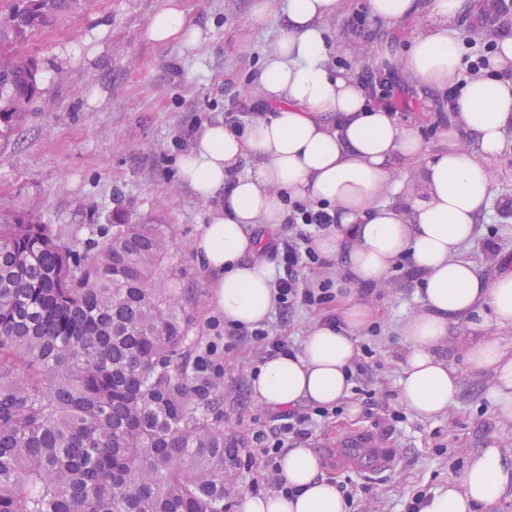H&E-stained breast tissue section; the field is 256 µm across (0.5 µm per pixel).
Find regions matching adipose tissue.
<instances>
[{"instance_id":"1","label":"adipose tissue","mask_w":512,"mask_h":512,"mask_svg":"<svg viewBox=\"0 0 512 512\" xmlns=\"http://www.w3.org/2000/svg\"><path fill=\"white\" fill-rule=\"evenodd\" d=\"M464 2L368 0L371 15L385 22L427 18L400 63L420 84L455 92L437 152H429L416 130L387 109L369 106L362 85L329 65L322 23L339 12L341 0H288L287 26L259 78L273 111L241 133L220 122L206 125L176 161L181 181L199 199L216 203L192 252L214 276L218 311L237 327L258 326L274 307L276 270L260 258L251 226L283 224L291 201L311 199L336 212L334 229L318 235L314 247L325 259L342 262L336 286L349 296L341 323L315 324L300 351L258 365L251 386L265 407L331 406L347 395L352 333L373 317L350 293L380 283L406 258L421 275L424 310L401 329L408 350L399 402L423 416L455 402L458 377L439 351L451 326L461 325L471 335L469 363L492 374L494 409L512 420V350L490 335L491 329L512 326V265L485 275L460 256L475 239L477 217L490 197L488 162L512 134V36L499 39L488 68L461 80L463 53L448 28L459 20ZM147 34L156 42L189 46L202 38L178 0H167L152 16ZM464 134L475 138L478 156L461 148ZM245 158L252 161L247 172L233 175ZM398 159L411 164L422 194L407 195L406 179L393 177ZM281 476L282 489L243 495L238 512H348L346 498L312 449H289ZM510 488L512 464L500 449L483 448L469 457L461 478L431 492L421 512H489Z\"/></svg>"}]
</instances>
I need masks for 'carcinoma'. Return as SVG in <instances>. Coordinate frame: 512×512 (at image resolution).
<instances>
[{"mask_svg": "<svg viewBox=\"0 0 512 512\" xmlns=\"http://www.w3.org/2000/svg\"><path fill=\"white\" fill-rule=\"evenodd\" d=\"M87 0H17L0 24V141L40 94L22 50ZM172 243L123 212L89 247L0 191V512H224L239 491L224 396L198 367Z\"/></svg>", "mask_w": 512, "mask_h": 512, "instance_id": "carcinoma-1", "label": "carcinoma"}]
</instances>
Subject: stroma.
<instances>
[{
  "instance_id": "stroma-1",
  "label": "stroma",
  "mask_w": 512,
  "mask_h": 512,
  "mask_svg": "<svg viewBox=\"0 0 512 512\" xmlns=\"http://www.w3.org/2000/svg\"><path fill=\"white\" fill-rule=\"evenodd\" d=\"M165 2L88 0L82 14L58 17L31 38L27 49L40 63L43 93L19 133L0 143V190L20 192L23 204L82 239L89 225L109 223L120 209L133 220L162 225L172 241L163 279L180 292L193 335L209 339L218 313L192 243L211 205L180 180L175 161L205 124L263 103L258 75L284 31L287 3L278 0L257 22L253 0H182L188 23L203 31L191 48L148 39L147 25ZM491 10L492 0H465L458 35L466 54L484 53L512 33V18L495 31L487 19ZM425 22L420 16L388 23L371 16L367 0H344L324 24L329 64L353 79L386 72L383 51L400 56ZM392 74L384 106L400 123L416 126L427 148H435L446 102L402 70ZM489 166L491 201L477 219L474 242L461 252L488 273L497 259L512 258V212L502 210L512 202V136ZM407 269L399 261L380 284L356 289V298L373 311L370 327L356 331V344L370 346L373 355L354 371L352 390L337 413L319 419L306 442L320 456L326 477L353 478L351 512H404L413 493L456 477L478 449L499 448L512 458V421L495 415L492 377L466 362L460 327L452 328L440 351L458 376L455 403L425 417L397 401L407 349L401 327L423 310L420 278ZM339 315L334 300L312 308L295 305L283 314L271 311L267 323L296 351L311 326ZM231 343L223 355L224 436L242 449L250 445L251 429L273 425L277 413L253 395V345L239 336ZM356 432L380 437L383 448L337 447V436Z\"/></svg>"
}]
</instances>
